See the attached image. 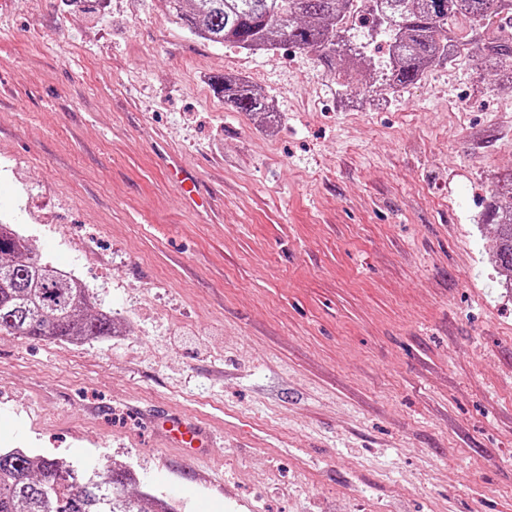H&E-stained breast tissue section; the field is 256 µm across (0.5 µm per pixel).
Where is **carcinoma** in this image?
<instances>
[{
  "label": "carcinoma",
  "instance_id": "cac0c4a2",
  "mask_svg": "<svg viewBox=\"0 0 512 512\" xmlns=\"http://www.w3.org/2000/svg\"><path fill=\"white\" fill-rule=\"evenodd\" d=\"M174 21L196 38L247 51L283 44L315 54L350 86L352 70L372 56L365 49L386 39L384 86L417 82L446 62L448 42L466 36L493 69L512 66V34L500 31L512 0H167ZM224 101L260 118L274 113L259 89L224 74ZM496 225L492 263L512 289V200L494 199L484 212ZM116 332L112 315L91 311L88 288L31 251L12 225L0 224V334L77 343ZM130 475L108 468L87 475L73 465L0 449V512H177L172 504L128 490Z\"/></svg>",
  "mask_w": 512,
  "mask_h": 512
}]
</instances>
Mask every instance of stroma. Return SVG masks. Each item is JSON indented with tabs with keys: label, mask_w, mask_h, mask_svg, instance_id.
<instances>
[{
	"label": "stroma",
	"mask_w": 512,
	"mask_h": 512,
	"mask_svg": "<svg viewBox=\"0 0 512 512\" xmlns=\"http://www.w3.org/2000/svg\"><path fill=\"white\" fill-rule=\"evenodd\" d=\"M230 69L274 131L225 104ZM511 176L512 86L478 51L345 89L163 0H0V223L118 326L0 334V448L130 470L178 512H512V292L482 218ZM164 408L209 446L167 447Z\"/></svg>",
	"instance_id": "obj_1"
}]
</instances>
